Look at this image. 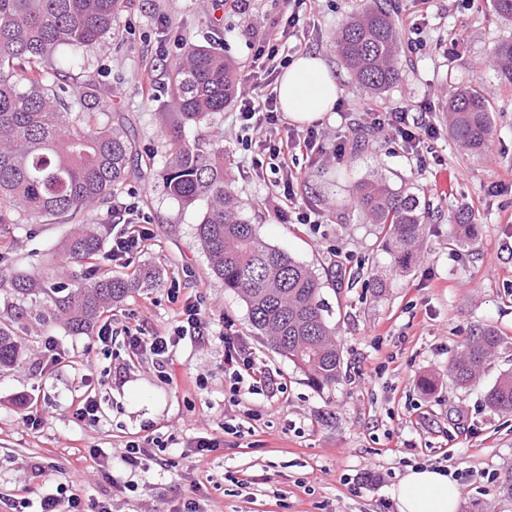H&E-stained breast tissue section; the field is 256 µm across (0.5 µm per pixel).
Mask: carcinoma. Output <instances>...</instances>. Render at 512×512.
<instances>
[{
  "mask_svg": "<svg viewBox=\"0 0 512 512\" xmlns=\"http://www.w3.org/2000/svg\"><path fill=\"white\" fill-rule=\"evenodd\" d=\"M123 0H0V225L56 220L70 225L62 259H49L32 273L0 270V373L23 355L19 331L30 322H63L89 335L103 316L139 288H155V271L114 273L99 263L104 238L99 223L74 219L110 203L129 175L133 152L124 124L104 119L101 87L90 80L75 87L59 78L57 57L78 53L120 36ZM336 53L367 91L380 93L399 78V33L385 8L368 6L337 32ZM492 63L512 86V41L495 48ZM169 159L160 172L148 158L144 174L157 176L163 192L182 206L205 201L196 232L210 270L245 302L251 326L288 358L308 383L330 391L342 379V350L324 282L309 265L264 243L245 216L224 169L223 138L204 147L185 130L209 122L238 93V74L217 47L189 45L170 65ZM448 133L471 157H481L493 135L492 108L478 89L460 87L448 97ZM354 203L366 222L379 227L393 267L407 271L418 260L428 212L408 187L381 176L361 180ZM448 244L463 245L475 217L467 209L448 214ZM503 337L475 327L448 358L457 386L475 384ZM486 406L512 413V373L501 375L485 395Z\"/></svg>",
  "mask_w": 512,
  "mask_h": 512,
  "instance_id": "cac0c4a2",
  "label": "carcinoma"
}]
</instances>
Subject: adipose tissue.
<instances>
[{"label":"adipose tissue","instance_id":"1","mask_svg":"<svg viewBox=\"0 0 512 512\" xmlns=\"http://www.w3.org/2000/svg\"><path fill=\"white\" fill-rule=\"evenodd\" d=\"M282 112L298 123L321 120L335 111L338 85L321 55L293 58L276 87ZM398 512H458V483L443 470L418 466L407 470L393 491Z\"/></svg>","mask_w":512,"mask_h":512}]
</instances>
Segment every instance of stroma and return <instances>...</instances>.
<instances>
[{
	"label": "stroma",
	"instance_id": "35a3bbf8",
	"mask_svg": "<svg viewBox=\"0 0 512 512\" xmlns=\"http://www.w3.org/2000/svg\"><path fill=\"white\" fill-rule=\"evenodd\" d=\"M368 0H315L302 43L325 58L336 76L343 111L322 119L341 137L343 155L317 163L297 188L298 207L275 197L276 174L253 170L258 145H245L248 131L236 120L235 105L210 123L187 129L189 139H224V157L245 214L260 239L290 252L322 277H333L323 297L341 343L346 379L318 392L288 358L257 336L245 302L226 289L209 268L196 237L202 205L187 208L169 199L157 181L130 175L121 197H135L150 220L152 239L134 265L161 274L159 287L138 291L114 309L115 323L147 315L149 326H176L177 307L168 298L172 283L181 294L203 295L210 335L204 343L181 341L166 367V383L150 362L129 359L121 344L102 348L95 337L75 335L61 324L45 335L60 339L68 359L53 373L42 372V336L26 339L19 367L0 375V512H38L39 495L65 482L77 457L89 470L81 491L110 499L112 512H173L187 499L204 512H396L393 490L408 467L442 468L460 484L459 512H512V496L501 487L512 470V416L490 411L484 394L512 371V192L492 186L495 174L512 171V88L492 66L498 43L512 40V18L496 15L489 0H386L393 16H413L423 29L424 49L403 43L400 77L379 96L386 104L427 106L441 129L417 161L383 132L368 150L356 151L355 129L365 122L349 109L363 97L331 49L337 30ZM203 0H124L122 36L85 53L79 65H62L71 84L87 79L104 88L110 117L128 119L139 158L165 152V103L170 61L163 49L174 38L219 45L239 74L250 71L249 30L276 24L282 0H249L246 13H217L200 22ZM151 72L153 97H144L141 76ZM480 87L490 98L495 135L483 159L467 156L445 132L442 108L450 89ZM390 184L418 189L432 213L421 260L410 275L391 269L378 229L352 207V190L369 173ZM468 208L479 225L476 240L448 244V214ZM317 220V231L298 224V210ZM66 225L12 224L0 228L11 242L14 268L34 271L64 236ZM386 285L368 289L374 277ZM251 348L259 368L279 385L275 393L230 399L224 382V323ZM498 330L503 343L480 380L457 388L448 358L473 326ZM102 373L96 388L102 416L97 425L74 423L77 396L87 389L88 369ZM37 404L46 421L27 430L22 417ZM217 437L220 448L192 452L196 437ZM161 438L165 465L147 461L132 488L116 491L94 473L89 454L101 448L119 457L131 440Z\"/></svg>",
	"mask_w": 512,
	"mask_h": 512
}]
</instances>
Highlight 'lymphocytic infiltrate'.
<instances>
[{
    "label": "lymphocytic infiltrate",
    "mask_w": 512,
    "mask_h": 512,
    "mask_svg": "<svg viewBox=\"0 0 512 512\" xmlns=\"http://www.w3.org/2000/svg\"><path fill=\"white\" fill-rule=\"evenodd\" d=\"M310 0H288L284 10L286 21L281 25L263 29L256 34L252 43L253 57L259 69L268 74L278 73L286 66V45L300 32V11L309 5ZM363 111L370 115L372 128L384 130L392 139L401 141L409 154L421 156L422 147L438 135L437 127L426 120H410V109L406 106H390L377 101L363 103ZM238 116L244 129L261 136V156L255 159L256 169L271 167L277 169L281 177L276 186L281 197L295 201L296 187L302 179V172L288 163L290 155L299 153L309 161L325 153L327 146L317 126L305 130H289L281 133V113L276 93L263 96L253 95L251 89L240 91ZM112 220L121 229L112 238L108 254L115 266L129 267L135 256L141 254L152 237L147 219L141 215L135 203L116 201L112 207ZM171 299L179 300L180 324L173 330H150L145 321L128 319L120 328H113L111 322H104L98 331L97 339L102 345L112 343L114 335H122L124 347L129 357L146 358L153 365L163 366L169 360L173 349L181 340L191 339L204 342L207 336L208 320L203 299L180 300L178 289H171ZM224 378L229 383L233 400H241L244 394H256L268 385L267 378L258 375L254 359L248 347L238 340H224ZM40 512H112L108 500L84 502L78 494L75 481L59 484L54 492L45 494L40 500Z\"/></svg>",
    "instance_id": "obj_1"
}]
</instances>
